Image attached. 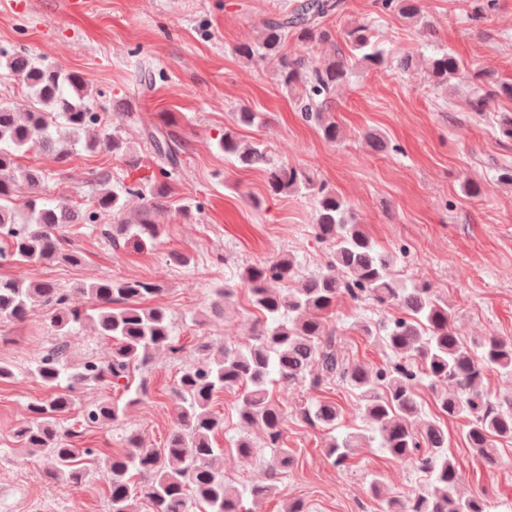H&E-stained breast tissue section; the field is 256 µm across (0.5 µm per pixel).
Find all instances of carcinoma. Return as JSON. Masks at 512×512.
I'll return each instance as SVG.
<instances>
[{"mask_svg":"<svg viewBox=\"0 0 512 512\" xmlns=\"http://www.w3.org/2000/svg\"><path fill=\"white\" fill-rule=\"evenodd\" d=\"M419 0H377L382 12L393 13L427 28ZM341 0H298L291 13L264 24L259 38L236 47L243 58L259 56L271 62L280 83L288 90H301L300 111L318 123L325 140L336 143L342 132L336 122L323 116V104L348 83L353 65L383 69L385 50L374 39L367 21L349 25L344 38L351 56L336 53L318 64L308 53L309 44L327 42L330 31L323 21L339 11ZM295 37L303 51L288 54V36ZM0 57L28 92L29 105L18 111L0 105V260L15 263L62 260L80 262L77 252L65 248L62 230L68 224H98L120 211L124 195L145 201L143 218L136 224H112L103 234L117 242L116 235L142 243L158 239L160 227L153 218L154 195L173 178L181 161L177 150L159 128H145L135 112L126 113L127 130L117 129L86 141L84 148H104L114 155L127 152V132L142 133L157 159V172L130 184L101 190L89 208L79 211L68 201L53 205L41 197L45 173L38 167L15 165L17 154L33 141L41 143L57 162L64 163L79 144L77 134L97 126L99 113L87 102L83 78L65 72L25 53ZM463 74L458 58L437 51L429 60V77L437 84ZM473 85L470 109L488 111L497 99L512 100V82L494 78L487 67L468 75ZM224 157L244 168L268 173L267 188L273 196L304 193L316 202L313 230L319 241L330 246L327 268L293 285L295 262L291 257L270 259L248 266L240 274L250 302L258 313L253 336L243 346L218 351L206 343L196 348L194 363L185 368L172 393V405L180 428L164 447L146 448L138 437H127V449L104 461L103 479L108 488L109 512H256L274 484L253 485L242 494L224 480V449L213 444L224 420L211 409L215 394L238 391L240 420L258 431L263 446L273 451L270 480L293 466V451L283 446L286 417L274 403L269 384L307 382L318 387L340 378L361 398L368 433L332 437L328 456L341 467L362 448L379 447L399 460H408L428 476L427 485L404 498L387 500L385 512H488L485 496L460 498L459 473L448 455L450 437L435 419L421 422L418 372L431 383H446L450 392L437 395L440 416L465 420L463 440L488 468L499 460L498 444L512 441V404L492 398L484 380L488 371L512 375V340L485 336L475 346L465 344L453 325L448 302L426 285L406 284L393 270L394 257L380 250L358 224L352 206L302 170L271 163L259 143H244L229 130L218 142ZM26 183L31 195L23 220L17 219L13 194L18 182ZM279 287L272 288L270 284ZM160 292L158 285L139 279H104L75 288H59L48 281L0 277V321L22 322L37 306L49 311L56 343L44 351L31 373L50 391L46 398L28 406L29 419L15 433L21 447L47 457L45 476L53 482L80 484L88 479L86 459L96 448H80L78 432L62 431L59 420L74 409L82 390L91 382L122 388L124 398L105 399L84 407L87 424L108 426L122 420L130 406L145 395L134 370L147 365L153 352L180 348L169 311L145 307L143 301ZM233 289L218 288L210 303L211 313L221 315ZM358 301L368 297L395 308L400 315L388 320L380 340L395 360L370 368L347 363L336 349V334L326 314L344 297ZM88 323L95 335L112 343L109 360L89 357L76 370L69 364L67 338ZM303 422L315 428L335 429L339 408L333 401L307 403L299 408ZM423 427H418V423Z\"/></svg>","mask_w":512,"mask_h":512,"instance_id":"obj_1","label":"carcinoma"}]
</instances>
